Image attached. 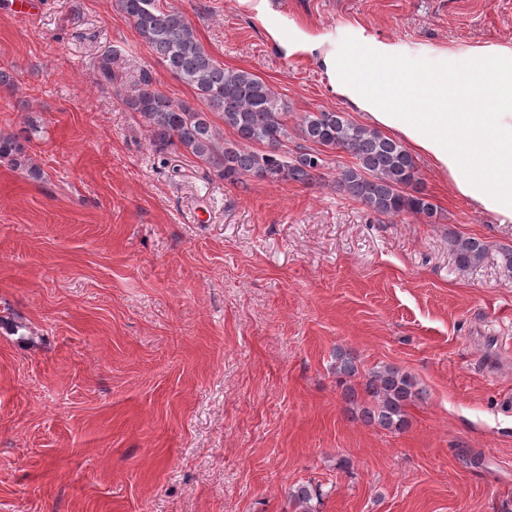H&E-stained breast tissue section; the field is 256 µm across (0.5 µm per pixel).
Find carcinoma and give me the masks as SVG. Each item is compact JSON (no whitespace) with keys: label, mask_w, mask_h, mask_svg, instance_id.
<instances>
[{"label":"carcinoma","mask_w":512,"mask_h":512,"mask_svg":"<svg viewBox=\"0 0 512 512\" xmlns=\"http://www.w3.org/2000/svg\"><path fill=\"white\" fill-rule=\"evenodd\" d=\"M116 6L150 54L192 87L207 107L204 111L168 99L154 87L151 75L143 73L134 90L125 95L124 104L149 128L157 150L181 149L233 185L244 177L269 183H321L327 169L323 149L340 150L353 162L336 173L337 190L377 215H413L436 223L438 208L425 193L416 161L402 143L341 112L321 110L306 112L297 122L298 136L315 147L290 156L282 149L289 136L287 106L262 79L217 62L186 16L162 0H116ZM117 62L115 50L98 57L99 83L115 86L120 82ZM213 114L221 116L234 140L220 138ZM35 131L30 125L17 132H1L0 159L26 168L38 179L40 171L26 152ZM448 245L460 271L481 264L490 250V243L481 238L457 234L448 235ZM333 358L336 383L352 418L391 432L409 426L408 408L426 398L411 373L380 364L363 374L356 354L345 347L336 348ZM323 496L319 484H297L287 492L289 512H317Z\"/></svg>","instance_id":"1"}]
</instances>
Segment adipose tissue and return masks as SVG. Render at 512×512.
Listing matches in <instances>:
<instances>
[{
	"label": "adipose tissue",
	"mask_w": 512,
	"mask_h": 512,
	"mask_svg": "<svg viewBox=\"0 0 512 512\" xmlns=\"http://www.w3.org/2000/svg\"><path fill=\"white\" fill-rule=\"evenodd\" d=\"M284 56L316 58L334 95L431 159L456 193L512 223V48L410 49L365 35L333 42L263 13Z\"/></svg>",
	"instance_id": "adipose-tissue-1"
}]
</instances>
